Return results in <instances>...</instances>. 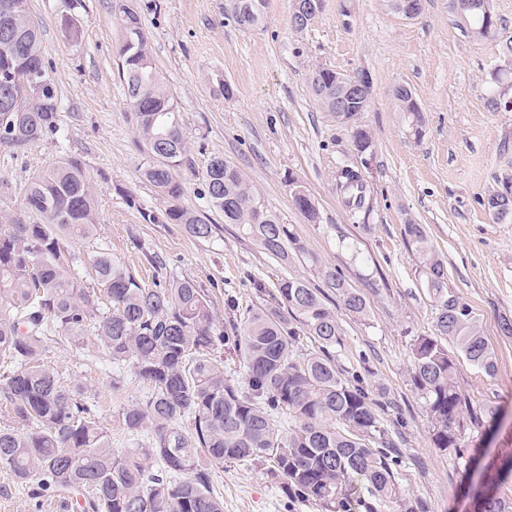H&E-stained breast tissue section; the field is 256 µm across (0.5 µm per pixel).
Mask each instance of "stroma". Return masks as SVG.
<instances>
[{
  "instance_id": "1",
  "label": "stroma",
  "mask_w": 512,
  "mask_h": 512,
  "mask_svg": "<svg viewBox=\"0 0 512 512\" xmlns=\"http://www.w3.org/2000/svg\"><path fill=\"white\" fill-rule=\"evenodd\" d=\"M141 16L160 75L178 100L191 162L179 170L185 203L210 218V240L183 225L145 222L141 209L162 201L140 167L134 124L119 75L120 32L112 0H29L41 29L44 60L58 94L60 130L19 150L0 148V216L27 219L25 190L47 166L72 155L84 163L99 212L98 234L113 256L144 282L158 256L166 278L194 280L208 292L216 325L242 315L257 301L253 281L274 289L283 278L320 286L319 269H338L363 293L367 315L342 308L330 293L343 336L336 362L358 374L398 437L400 482L427 512H473L471 484L478 476L464 461L488 464L512 453V220L498 221L488 194L512 181V111L490 107L491 75L503 65V38L463 32L450 0H422L418 17L395 11L391 0H323L303 31L291 26L292 0H266L264 19L252 29L224 17V0H128ZM74 13L79 41L66 39L59 19ZM322 65L372 78L366 111L343 124L311 95L307 77ZM233 94L215 93L217 81ZM410 87L421 115L414 136L394 98ZM372 137L371 153L358 154L355 129ZM224 157L247 176L266 206L304 244L306 256L282 262L244 238L203 196L207 161ZM360 173L369 210L352 218L336 189L342 168ZM303 183L319 210L309 222L295 207L288 178ZM137 207H130L128 198ZM423 225L447 268L450 293L467 302L496 357L486 375L459 356L457 381L476 411L495 409L494 421L465 423L463 456L431 442L432 424L412 383L411 343L430 334L435 307L417 273L408 222ZM44 361L66 385L86 386L115 447L128 437L118 419L127 401L146 387L122 369L112 385V360L97 347L48 343ZM264 460L225 464L214 483L224 512H319L287 494ZM0 512H65L57 500L31 498L27 486L0 469Z\"/></svg>"
}]
</instances>
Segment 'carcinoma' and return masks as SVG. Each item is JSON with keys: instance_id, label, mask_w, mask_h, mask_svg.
I'll use <instances>...</instances> for the list:
<instances>
[{"instance_id": "carcinoma-1", "label": "carcinoma", "mask_w": 512, "mask_h": 512, "mask_svg": "<svg viewBox=\"0 0 512 512\" xmlns=\"http://www.w3.org/2000/svg\"><path fill=\"white\" fill-rule=\"evenodd\" d=\"M234 3L227 16L237 26L262 22L265 0ZM112 9L128 106L146 158L141 176L163 199L166 223L209 240L213 224L185 205L177 173L189 162L178 102L157 71L139 15L122 0ZM464 22L473 35L497 36L480 10ZM5 28L20 48L6 56L0 43V148L15 150L57 134L59 112L28 0H0V31ZM30 74L39 87L23 85ZM308 87L324 110L346 121L348 113L336 109L343 94L336 71L317 67ZM289 184L299 210L318 221L309 190L294 178ZM205 185L224 223L237 225L266 254L286 261L291 252L306 253L235 165L212 157ZM337 188L359 215L365 198L358 172L341 171ZM25 200L34 223L0 225V467L33 498L67 506L78 497L80 512H224L214 492L217 473L226 463L264 459L285 490L320 512H426L400 486L398 455L378 403L336 364L342 329L321 289L284 278L270 293L256 282L255 293L273 303L245 311L228 332L215 324L206 290L193 280L146 285L112 256L99 240L96 201L78 158L47 167L29 183ZM487 204L512 211V187L489 194ZM405 231L437 308L435 333L413 340L412 382L432 422L434 447L458 454L461 414L479 415L457 386L445 340L487 374L496 370L495 355L472 308L448 292L444 262L424 227L407 224ZM76 241L92 248L88 277L79 273L85 262L71 249ZM322 277L346 311L366 314L365 296L339 270L326 266ZM305 336L319 344L318 352L298 353ZM54 338L76 348L93 340L148 386L143 398L119 411L136 439L132 447H112L88 389L66 386L45 365L43 351ZM226 345L240 352V377L224 371L217 356ZM145 432L151 437L137 439ZM511 474L512 460L487 466L476 512H512V501L497 496L499 482Z\"/></svg>"}]
</instances>
